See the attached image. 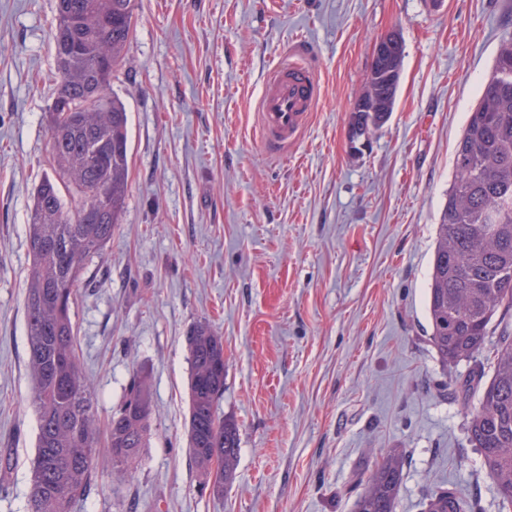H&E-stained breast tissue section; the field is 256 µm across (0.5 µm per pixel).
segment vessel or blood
Returning a JSON list of instances; mask_svg holds the SVG:
<instances>
[{
  "label": "vessel or blood",
  "instance_id": "vessel-or-blood-1",
  "mask_svg": "<svg viewBox=\"0 0 512 512\" xmlns=\"http://www.w3.org/2000/svg\"><path fill=\"white\" fill-rule=\"evenodd\" d=\"M319 99L313 74L291 62L276 69L267 83L259 108V129L264 149L282 153L300 136Z\"/></svg>",
  "mask_w": 512,
  "mask_h": 512
}]
</instances>
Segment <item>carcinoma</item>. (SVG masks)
<instances>
[{"label": "carcinoma", "mask_w": 512, "mask_h": 512, "mask_svg": "<svg viewBox=\"0 0 512 512\" xmlns=\"http://www.w3.org/2000/svg\"><path fill=\"white\" fill-rule=\"evenodd\" d=\"M53 35L55 91L47 115L51 173L35 188L27 243L31 263L25 293L31 402L37 417L25 512H74L95 483L99 466L130 471L152 435L149 373L132 370L113 408L105 441L92 390L76 355L73 304L88 263L101 255L121 223L129 187L124 104L108 93L134 29V0H57ZM512 65V36L502 39L478 105L455 148V175L436 224L428 293L431 342L443 367L491 360L458 387L465 404L467 441L499 496L512 503V81L498 80ZM401 57L373 61L369 83L382 112H354L360 131L384 125L399 83L388 79ZM75 200L64 209L62 193ZM99 217L76 216L94 202ZM190 364L188 452L201 484L216 497L237 468L240 438L218 403L224 394V338L207 323L185 336ZM405 456L391 450L377 460L355 512H395ZM425 512H466L453 490L430 494Z\"/></svg>", "instance_id": "1"}]
</instances>
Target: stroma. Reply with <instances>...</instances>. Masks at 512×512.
Listing matches in <instances>:
<instances>
[{"label":"stroma","instance_id":"35a3bbf8","mask_svg":"<svg viewBox=\"0 0 512 512\" xmlns=\"http://www.w3.org/2000/svg\"><path fill=\"white\" fill-rule=\"evenodd\" d=\"M56 0H0V512H24L37 423L24 295L32 192L49 170ZM112 92L128 112L129 194L74 307L107 426L133 366L153 390L135 472H100L74 512H353L359 479L406 457L396 512L456 490L512 512L463 430L430 341L435 228L456 143L512 34V0H135ZM404 44L393 112L351 144L373 48ZM320 85L286 153L261 145L260 98L288 54ZM224 338L221 408L239 428L223 498L186 448L185 336Z\"/></svg>","mask_w":512,"mask_h":512}]
</instances>
